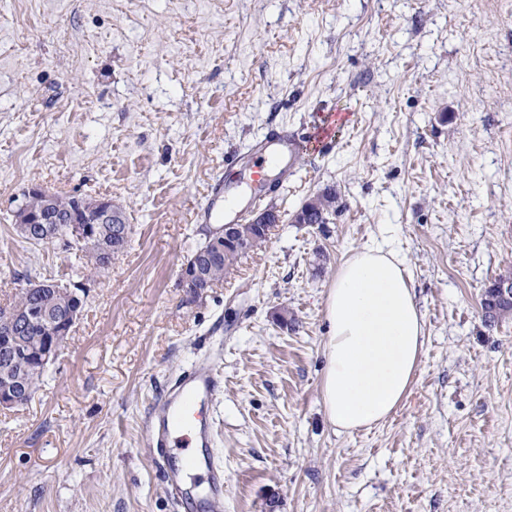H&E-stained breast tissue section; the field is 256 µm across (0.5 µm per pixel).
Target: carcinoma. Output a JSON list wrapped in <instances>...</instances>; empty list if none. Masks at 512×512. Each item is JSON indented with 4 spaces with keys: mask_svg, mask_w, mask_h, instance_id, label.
<instances>
[{
    "mask_svg": "<svg viewBox=\"0 0 512 512\" xmlns=\"http://www.w3.org/2000/svg\"><path fill=\"white\" fill-rule=\"evenodd\" d=\"M26 207L32 211L42 212L48 219L47 228L53 239L64 252L70 255L77 278H85L84 269L91 268L97 272L105 266L85 261L86 244L73 238L69 220L76 211L77 197L51 192L26 191L23 193ZM337 195L332 188H326L311 205L312 217L319 224L326 223V218L336 213ZM237 256L217 257L205 268L207 277L215 282L224 278V269L234 265ZM73 298L65 284L58 283L55 288H40L29 291L19 289L9 310L19 314V322L14 328L13 357L6 358L0 353V377L6 376L17 381L28 395L36 393L49 364L39 362L29 356V352L44 345L47 336L48 321L68 316L73 309ZM485 316L498 320L512 315V303L496 300L493 290L485 289L481 299Z\"/></svg>",
    "mask_w": 512,
    "mask_h": 512,
    "instance_id": "carcinoma-1",
    "label": "carcinoma"
}]
</instances>
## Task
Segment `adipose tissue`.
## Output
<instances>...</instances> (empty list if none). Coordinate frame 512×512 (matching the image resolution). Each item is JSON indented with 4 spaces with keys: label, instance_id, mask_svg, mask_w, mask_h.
I'll return each mask as SVG.
<instances>
[{
    "label": "adipose tissue",
    "instance_id": "adipose-tissue-1",
    "mask_svg": "<svg viewBox=\"0 0 512 512\" xmlns=\"http://www.w3.org/2000/svg\"><path fill=\"white\" fill-rule=\"evenodd\" d=\"M325 317L329 422L347 433L384 423L408 393L425 343L403 260L383 243L357 249L336 273Z\"/></svg>",
    "mask_w": 512,
    "mask_h": 512
}]
</instances>
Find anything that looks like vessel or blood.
<instances>
[{
    "mask_svg": "<svg viewBox=\"0 0 512 512\" xmlns=\"http://www.w3.org/2000/svg\"><path fill=\"white\" fill-rule=\"evenodd\" d=\"M334 122V116H321L299 139L285 132L265 134L254 140L245 156L227 161L226 168L247 170L250 182L257 187L271 168H278L280 176H288L302 146L318 151L331 144ZM238 193V182L225 177L214 179L203 212L205 220H242L246 209L258 207L264 200L257 191L241 209L235 204ZM221 385L215 365L203 361L193 364L165 394L161 411L147 421L153 443L162 448L166 457L177 461L174 469L166 471V478H187L194 470L208 468V489L218 496L224 493V475L214 469L211 461L213 428L203 407Z\"/></svg>",
    "mask_w": 512,
    "mask_h": 512,
    "instance_id": "b4317fda",
    "label": "vessel or blood"
}]
</instances>
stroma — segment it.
<instances>
[{"label": "stroma", "mask_w": 512, "mask_h": 512, "mask_svg": "<svg viewBox=\"0 0 512 512\" xmlns=\"http://www.w3.org/2000/svg\"><path fill=\"white\" fill-rule=\"evenodd\" d=\"M336 116L264 197L282 221L206 299L182 266L197 209L253 137ZM41 186L122 205L127 249L39 390L0 412V512H181L145 423L193 362L224 495L206 512H512V0H0V306L67 253L13 215ZM334 188L323 229L292 223ZM387 240L425 320L403 405L350 434L326 417L324 302ZM481 307L485 312V317L492 320L506 318L512 315V303L500 302L496 300L491 288H486L481 299Z\"/></svg>", "instance_id": "obj_1"}]
</instances>
